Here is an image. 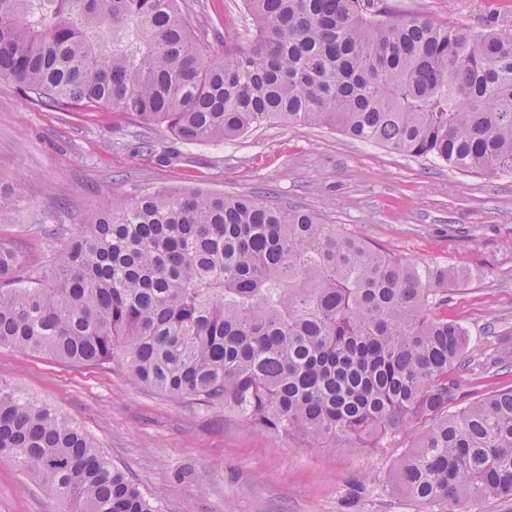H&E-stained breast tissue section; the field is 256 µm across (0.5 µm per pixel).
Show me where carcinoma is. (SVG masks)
I'll use <instances>...</instances> for the list:
<instances>
[{
  "label": "carcinoma",
  "mask_w": 512,
  "mask_h": 512,
  "mask_svg": "<svg viewBox=\"0 0 512 512\" xmlns=\"http://www.w3.org/2000/svg\"><path fill=\"white\" fill-rule=\"evenodd\" d=\"M249 43L209 57L179 0H0V79L37 107L112 108L185 144L328 126L469 173L512 169V33L377 0H245ZM0 242V347L114 365L312 448L413 427L394 483L430 512L512 500V389L457 406L467 274L412 264L300 208L200 189L91 210L20 284ZM0 459L59 512H158L93 438L0 382Z\"/></svg>",
  "instance_id": "1"
}]
</instances>
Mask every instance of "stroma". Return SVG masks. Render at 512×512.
I'll list each match as a JSON object with an SVG mask.
<instances>
[{
    "label": "stroma",
    "mask_w": 512,
    "mask_h": 512,
    "mask_svg": "<svg viewBox=\"0 0 512 512\" xmlns=\"http://www.w3.org/2000/svg\"><path fill=\"white\" fill-rule=\"evenodd\" d=\"M474 30L512 32V0H386ZM211 56L243 44V0H181ZM153 149H146L145 141ZM172 163L159 162L164 152ZM0 177L23 183L0 207V241L21 276L51 269L86 212L161 188H200L305 209L412 263L464 270L444 309L469 332L462 403L512 389V170L476 175L314 126L272 124L187 145L111 111L32 107L0 80ZM0 382L51 404L129 473L160 512H427L392 463L414 433L382 448H305L220 408L189 409L135 387L113 365L86 366L0 347ZM0 512H56L0 461Z\"/></svg>",
    "instance_id": "35a3bbf8"
}]
</instances>
